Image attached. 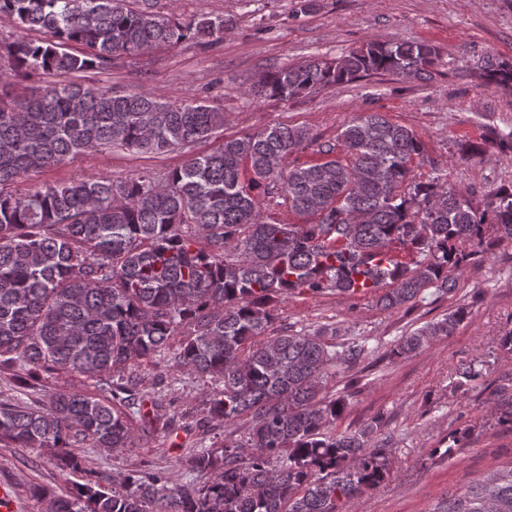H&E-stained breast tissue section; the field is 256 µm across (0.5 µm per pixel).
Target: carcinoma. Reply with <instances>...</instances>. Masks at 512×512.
I'll return each instance as SVG.
<instances>
[{
    "label": "carcinoma",
    "instance_id": "obj_1",
    "mask_svg": "<svg viewBox=\"0 0 512 512\" xmlns=\"http://www.w3.org/2000/svg\"><path fill=\"white\" fill-rule=\"evenodd\" d=\"M0 16L39 39L0 42V371H62L96 380L100 396L54 392L41 401L0 399V444L48 451L58 468L84 472L80 448L115 453L140 428L143 400L115 373L168 349L176 367L213 379L203 413L224 440L185 459L192 481L162 474L87 479L64 494H31L47 512H342L345 502L389 476L383 423L336 431L349 390L329 383L371 353L366 341L329 343L320 331L275 332L272 303L295 292L377 293L400 308L428 289L448 293L494 242L512 241V186L480 208L438 180L416 179L425 144L382 112H361L301 162L306 130L278 123L225 139L157 178L78 177L30 191L35 173L102 149L167 153L224 130V113L185 97L118 93L72 76L121 55L219 41L227 21L184 24L128 0H0ZM439 61L428 41L369 40L333 60L309 59L265 73L251 93L281 102L388 72L420 80ZM51 77L24 99L4 93L17 79ZM485 80L512 85V66L489 64ZM340 147L344 156L335 155ZM284 197L310 224L263 217L256 188ZM398 244L410 261L384 259ZM461 307L400 337L390 356L421 350L466 318ZM181 335L178 345L173 337ZM459 371L457 387L482 380ZM243 420L246 437L232 427ZM472 427L451 432L445 456ZM444 512H512V463L490 472Z\"/></svg>",
    "mask_w": 512,
    "mask_h": 512
}]
</instances>
